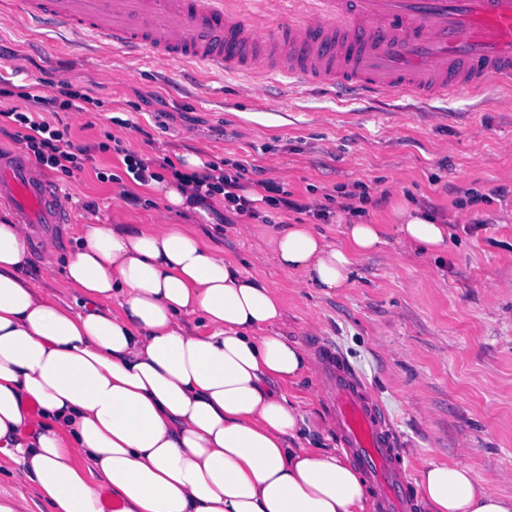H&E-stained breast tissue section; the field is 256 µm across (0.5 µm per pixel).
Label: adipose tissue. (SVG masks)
<instances>
[{
	"label": "adipose tissue",
	"instance_id": "1",
	"mask_svg": "<svg viewBox=\"0 0 512 512\" xmlns=\"http://www.w3.org/2000/svg\"><path fill=\"white\" fill-rule=\"evenodd\" d=\"M151 181L187 208L185 175ZM394 247L440 257L448 226L409 203L394 210ZM28 229L0 220V464L28 494L0 512H367L345 456L305 446L326 422L286 388L309 369L277 331L278 294L190 224H92L62 274L74 311L24 271ZM388 243L380 224L344 225L331 241L309 224L270 233L258 262L331 295ZM419 490L429 512H512L465 463H431Z\"/></svg>",
	"mask_w": 512,
	"mask_h": 512
}]
</instances>
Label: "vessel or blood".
<instances>
[{"label": "vessel or blood", "mask_w": 512, "mask_h": 512, "mask_svg": "<svg viewBox=\"0 0 512 512\" xmlns=\"http://www.w3.org/2000/svg\"><path fill=\"white\" fill-rule=\"evenodd\" d=\"M33 20L170 65L284 73L337 93L422 100L512 87V0H310L275 28L230 0H20ZM0 201L33 239L56 238L70 214L21 151L0 153ZM339 445L365 473L377 512H409L400 437L365 381L322 337L312 340Z\"/></svg>", "instance_id": "1"}]
</instances>
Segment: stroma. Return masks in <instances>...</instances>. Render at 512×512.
<instances>
[{
    "mask_svg": "<svg viewBox=\"0 0 512 512\" xmlns=\"http://www.w3.org/2000/svg\"><path fill=\"white\" fill-rule=\"evenodd\" d=\"M65 80L92 99L48 114L77 145L119 139L145 158L193 153L244 165L247 192L273 181L321 203L365 189L366 222L389 224L410 198L448 226L442 259L385 248L363 258L347 288L321 289L257 264L270 226L205 202L169 212L136 185L121 153L97 151L64 174L47 171L71 213L53 257L27 261L59 288L87 224H192L282 298L279 330L335 343L386 408L413 481L432 462L469 464L512 494V95L370 102L283 77L172 67L26 19L0 18V103L14 87ZM136 202H129L128 194Z\"/></svg>",
    "mask_w": 512,
    "mask_h": 512,
    "instance_id": "1",
    "label": "stroma"
}]
</instances>
